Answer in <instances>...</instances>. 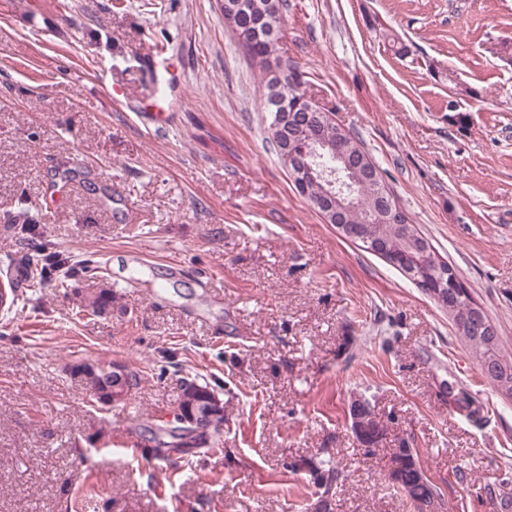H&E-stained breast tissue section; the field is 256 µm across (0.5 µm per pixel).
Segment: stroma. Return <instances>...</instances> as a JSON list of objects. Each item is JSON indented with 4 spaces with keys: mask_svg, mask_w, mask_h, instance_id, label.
Segmentation results:
<instances>
[{
    "mask_svg": "<svg viewBox=\"0 0 512 512\" xmlns=\"http://www.w3.org/2000/svg\"><path fill=\"white\" fill-rule=\"evenodd\" d=\"M286 19L279 55L512 359V0H288ZM158 49L168 108L146 98ZM264 84L219 0H0V278L37 245L60 260L0 310V512H316L324 460L344 475L330 512H413L387 477L403 440L439 512L512 497V399L446 311L295 190ZM113 362L137 383L102 405L71 368ZM186 380L224 404L219 449L141 454ZM359 397L388 425L373 455Z\"/></svg>",
    "mask_w": 512,
    "mask_h": 512,
    "instance_id": "obj_1",
    "label": "stroma"
}]
</instances>
